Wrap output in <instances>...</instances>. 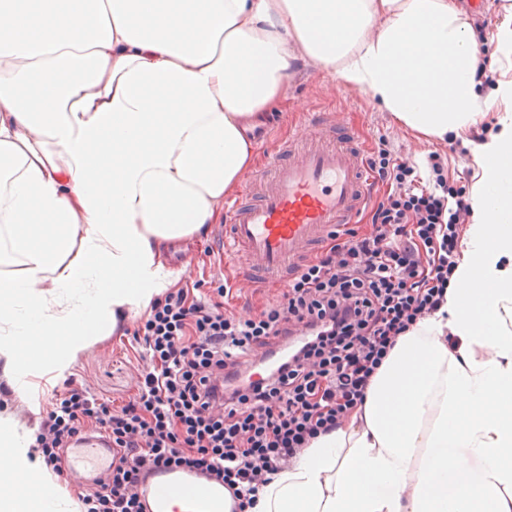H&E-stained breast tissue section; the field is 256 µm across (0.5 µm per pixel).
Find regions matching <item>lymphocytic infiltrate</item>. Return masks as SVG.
Instances as JSON below:
<instances>
[{
    "instance_id": "obj_1",
    "label": "lymphocytic infiltrate",
    "mask_w": 512,
    "mask_h": 512,
    "mask_svg": "<svg viewBox=\"0 0 512 512\" xmlns=\"http://www.w3.org/2000/svg\"><path fill=\"white\" fill-rule=\"evenodd\" d=\"M368 166L387 186L370 232L346 229L259 313L225 308L226 283L213 299L168 289L133 332L147 365L128 400L67 382L33 450L61 477L72 440H111L112 468L79 494L83 512H146L160 468L221 481L233 512H251L277 472L362 406L398 338L443 304L472 208L439 153L420 168L382 144Z\"/></svg>"
}]
</instances>
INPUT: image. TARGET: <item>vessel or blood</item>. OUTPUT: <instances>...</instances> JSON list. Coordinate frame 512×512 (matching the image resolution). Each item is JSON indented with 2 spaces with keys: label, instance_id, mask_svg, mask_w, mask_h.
I'll list each match as a JSON object with an SVG mask.
<instances>
[{
  "label": "vessel or blood",
  "instance_id": "b4317fda",
  "mask_svg": "<svg viewBox=\"0 0 512 512\" xmlns=\"http://www.w3.org/2000/svg\"><path fill=\"white\" fill-rule=\"evenodd\" d=\"M372 179L365 150L335 113L309 115L294 136L275 139L261 172L225 203V223L216 236L223 249L247 260L237 277L262 288H279V273L342 224L357 223L370 202ZM66 473L83 485L108 472L112 444L93 433L65 450ZM145 496L155 512H224L223 488L161 469L148 479Z\"/></svg>",
  "mask_w": 512,
  "mask_h": 512
}]
</instances>
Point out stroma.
Here are the masks:
<instances>
[{"label":"stroma","instance_id":"35a3bbf8","mask_svg":"<svg viewBox=\"0 0 512 512\" xmlns=\"http://www.w3.org/2000/svg\"><path fill=\"white\" fill-rule=\"evenodd\" d=\"M320 107L335 109L342 119L358 128L369 149H376L380 139L384 138L400 157L420 164L429 152L436 151L444 159L450 180L466 185L474 181L477 166L470 151L471 140H464L463 150L454 151L448 142L418 138L401 127L389 113L381 111L366 93L344 85L312 64L299 65L290 73L285 98L267 128L275 136L287 134L289 128L304 119L306 110ZM219 257L211 233L206 232L181 243L169 253L168 262L172 267L182 269V282L197 284L199 293L210 297L221 277ZM138 324V319L132 318L111 335L98 337L77 355L70 369L71 375L104 399L119 400L132 394L134 377L143 365L129 336Z\"/></svg>","mask_w":512,"mask_h":512}]
</instances>
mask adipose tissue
Returning a JSON list of instances; mask_svg holds the SVG:
<instances>
[{"label":"adipose tissue","mask_w":512,"mask_h":512,"mask_svg":"<svg viewBox=\"0 0 512 512\" xmlns=\"http://www.w3.org/2000/svg\"><path fill=\"white\" fill-rule=\"evenodd\" d=\"M481 58L455 0H0V371L16 396L179 279L169 248L219 223L249 131L308 60L427 138L504 113L475 153L444 304L253 512H512V78L481 87ZM32 442L0 413V512L61 508Z\"/></svg>","instance_id":"adipose-tissue-1"}]
</instances>
